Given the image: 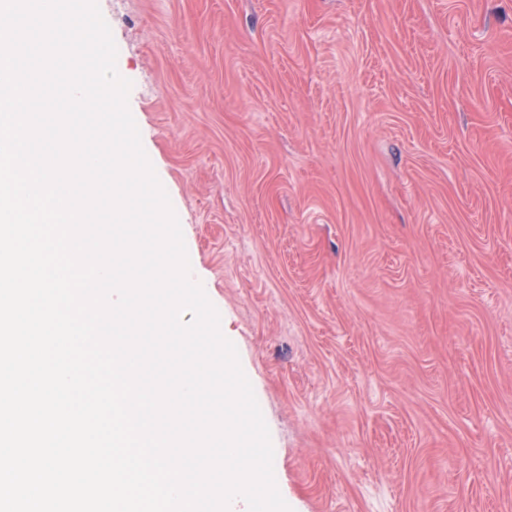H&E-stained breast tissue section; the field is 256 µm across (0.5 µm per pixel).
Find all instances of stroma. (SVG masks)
Here are the masks:
<instances>
[{
  "label": "stroma",
  "mask_w": 512,
  "mask_h": 512,
  "mask_svg": "<svg viewBox=\"0 0 512 512\" xmlns=\"http://www.w3.org/2000/svg\"><path fill=\"white\" fill-rule=\"evenodd\" d=\"M292 512H512V0H98Z\"/></svg>",
  "instance_id": "35a3bbf8"
}]
</instances>
